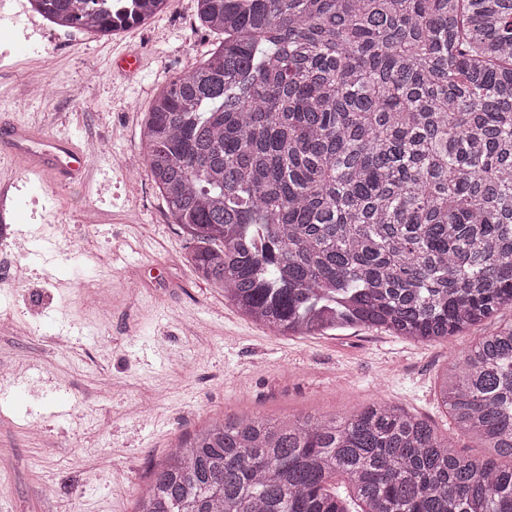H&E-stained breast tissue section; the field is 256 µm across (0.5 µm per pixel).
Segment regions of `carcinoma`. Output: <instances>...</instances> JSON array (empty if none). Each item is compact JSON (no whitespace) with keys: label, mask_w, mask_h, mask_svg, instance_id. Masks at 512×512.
Instances as JSON below:
<instances>
[{"label":"carcinoma","mask_w":512,"mask_h":512,"mask_svg":"<svg viewBox=\"0 0 512 512\" xmlns=\"http://www.w3.org/2000/svg\"><path fill=\"white\" fill-rule=\"evenodd\" d=\"M29 0L111 36L171 0ZM223 36L145 113L140 162L190 261L283 336L448 341L512 310V0H195ZM439 401L493 449L372 402L230 414L182 441L135 512H512V325L453 359Z\"/></svg>","instance_id":"cac0c4a2"}]
</instances>
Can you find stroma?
Listing matches in <instances>:
<instances>
[{
    "instance_id": "35a3bbf8",
    "label": "stroma",
    "mask_w": 512,
    "mask_h": 512,
    "mask_svg": "<svg viewBox=\"0 0 512 512\" xmlns=\"http://www.w3.org/2000/svg\"><path fill=\"white\" fill-rule=\"evenodd\" d=\"M17 33L0 43V512H134L152 467L227 414L342 417L384 402L428 419L463 454L486 450L451 425L436 393L451 359L512 323L505 310L433 344L375 329L298 338L243 316L188 261L146 175L124 177L143 115L175 76L218 41L196 26L195 0L119 37L54 28L29 0H0ZM141 58L124 72V54ZM49 78L37 97L30 72ZM71 141L85 167L60 183L33 162L44 133ZM106 149L91 153L92 142ZM34 252L28 281L5 275L12 236ZM112 283L101 308L96 281ZM29 328L14 334V321Z\"/></svg>"
}]
</instances>
